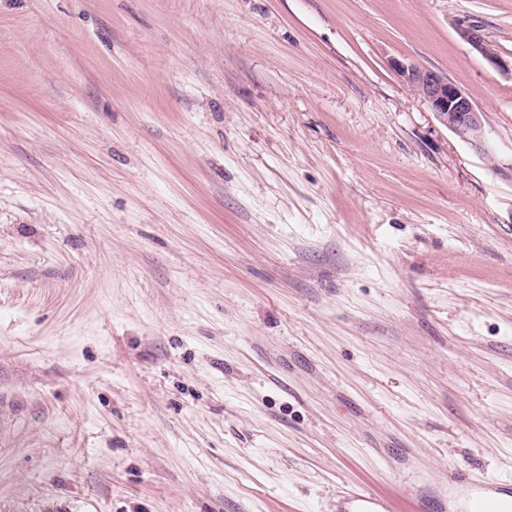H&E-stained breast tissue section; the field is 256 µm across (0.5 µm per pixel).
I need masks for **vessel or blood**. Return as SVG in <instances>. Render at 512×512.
Here are the masks:
<instances>
[{
	"mask_svg": "<svg viewBox=\"0 0 512 512\" xmlns=\"http://www.w3.org/2000/svg\"><path fill=\"white\" fill-rule=\"evenodd\" d=\"M341 512H394L391 499L364 485L347 487L339 503ZM418 512H512V480L452 472L445 492L424 494Z\"/></svg>",
	"mask_w": 512,
	"mask_h": 512,
	"instance_id": "b4317fda",
	"label": "vessel or blood"
}]
</instances>
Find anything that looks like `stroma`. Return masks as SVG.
<instances>
[{
    "mask_svg": "<svg viewBox=\"0 0 512 512\" xmlns=\"http://www.w3.org/2000/svg\"><path fill=\"white\" fill-rule=\"evenodd\" d=\"M512 0H0V512H415L512 479ZM460 37L468 43L491 67L499 70L512 79V61L510 65L497 50L483 37L475 27H462L459 29ZM392 67L402 82L419 93L441 124L475 151L488 156L489 132L484 113L462 87L413 62L393 60ZM338 512H394L391 499L375 493L364 485L349 486L343 492Z\"/></svg>",
    "mask_w": 512,
    "mask_h": 512,
    "instance_id": "35a3bbf8",
    "label": "stroma"
}]
</instances>
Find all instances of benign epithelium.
Wrapping results in <instances>:
<instances>
[{
	"label": "benign epithelium",
	"mask_w": 512,
	"mask_h": 512,
	"mask_svg": "<svg viewBox=\"0 0 512 512\" xmlns=\"http://www.w3.org/2000/svg\"><path fill=\"white\" fill-rule=\"evenodd\" d=\"M459 35L491 67L512 78V64L500 56L480 30L462 27ZM392 67L402 82L419 93L441 124L475 151L489 154L484 113L462 87L441 73L413 62L394 60Z\"/></svg>",
	"instance_id": "obj_1"
}]
</instances>
